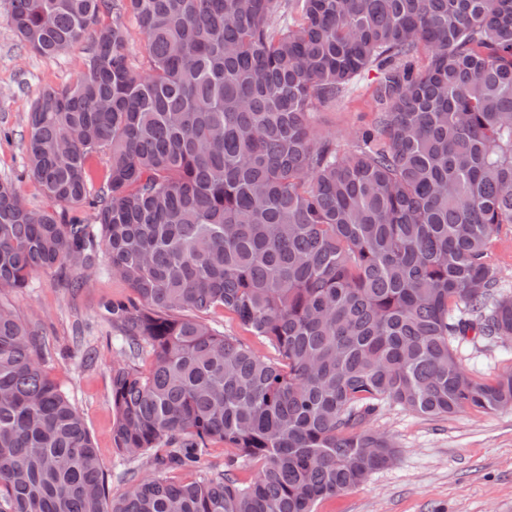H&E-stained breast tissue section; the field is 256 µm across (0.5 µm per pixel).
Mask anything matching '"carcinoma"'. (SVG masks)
Segmentation results:
<instances>
[{
	"label": "carcinoma",
	"instance_id": "1",
	"mask_svg": "<svg viewBox=\"0 0 512 512\" xmlns=\"http://www.w3.org/2000/svg\"><path fill=\"white\" fill-rule=\"evenodd\" d=\"M126 0L148 68L109 0H12L8 23L55 56L91 35L78 81L28 117V170L54 205L0 183V290L105 250L135 298L111 304L130 354L112 368V436L161 471L208 444L258 466L139 479L111 500L85 421L41 357L40 328L0 302V512H315L392 465L364 426L396 403L439 416L512 407L459 365L468 331L512 339L487 245L512 224V0ZM425 50L428 64L408 59ZM375 67L376 132L340 153L310 124ZM96 222L63 212L90 197ZM223 310L270 358L215 332ZM123 21L130 32V41L128 45L129 58L131 63L141 69L146 66V57L144 51V37L140 33L134 17L129 12L122 11Z\"/></svg>",
	"mask_w": 512,
	"mask_h": 512
}]
</instances>
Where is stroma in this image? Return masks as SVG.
<instances>
[{
  "label": "stroma",
  "instance_id": "35a3bbf8",
  "mask_svg": "<svg viewBox=\"0 0 512 512\" xmlns=\"http://www.w3.org/2000/svg\"><path fill=\"white\" fill-rule=\"evenodd\" d=\"M10 10L11 0H0V183L11 184L25 205L38 211L51 202L26 172L28 114L44 89L79 79L87 45L52 57L38 55L8 24ZM379 78L373 67L354 77L336 102L313 112L315 129L339 149L351 150L382 110L375 95ZM490 260L502 292L512 294V224L493 234ZM107 265L101 254L89 268L37 272L26 287L0 291V300L21 319L39 324L46 342L45 368L82 413L109 496L117 500L155 467L148 455H124L112 440V369L127 363L129 350L105 305L129 301L133 293ZM454 349L474 380L490 381L512 370L510 339L491 344L469 335ZM367 426L394 439L395 463L364 484L321 501L316 512H512V408L430 417L395 404Z\"/></svg>",
  "mask_w": 512,
  "mask_h": 512
}]
</instances>
